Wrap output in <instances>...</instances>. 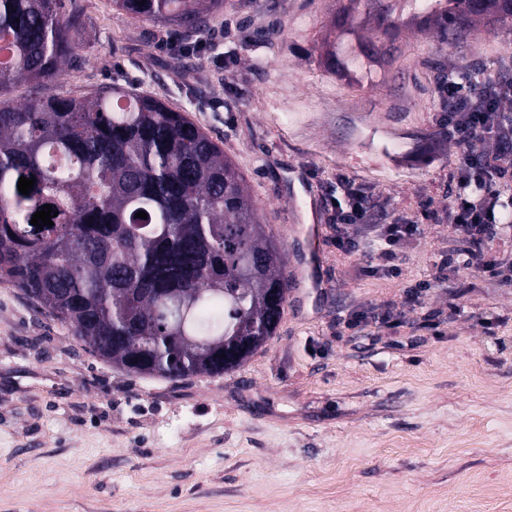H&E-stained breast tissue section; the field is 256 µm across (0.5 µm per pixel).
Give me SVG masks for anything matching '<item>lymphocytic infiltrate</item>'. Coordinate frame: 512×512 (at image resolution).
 I'll return each mask as SVG.
<instances>
[{"mask_svg":"<svg viewBox=\"0 0 512 512\" xmlns=\"http://www.w3.org/2000/svg\"><path fill=\"white\" fill-rule=\"evenodd\" d=\"M436 94L443 133L465 150L450 174L453 186L445 210L459 246L436 264L430 279L406 287L403 306L373 316L351 315L343 322L345 328L371 335L401 325L408 312L422 307L450 266L512 288V252L491 248L492 242L512 237V225L498 218L507 205L499 184L512 181V77L491 75L478 67H452L439 77ZM331 207L338 250L364 256L367 275L401 274L399 249L418 235V225L380 208L365 186L343 174L336 177Z\"/></svg>","mask_w":512,"mask_h":512,"instance_id":"1","label":"lymphocytic infiltrate"}]
</instances>
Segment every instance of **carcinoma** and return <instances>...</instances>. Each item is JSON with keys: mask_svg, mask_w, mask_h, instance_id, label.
Instances as JSON below:
<instances>
[{"mask_svg": "<svg viewBox=\"0 0 512 512\" xmlns=\"http://www.w3.org/2000/svg\"><path fill=\"white\" fill-rule=\"evenodd\" d=\"M177 28L181 57L224 0H112ZM443 40L476 21H512V0H448ZM78 17L64 0H0V283L70 326L94 357L176 382L241 367L274 335L292 287L243 176L204 129L160 100L121 86L66 95L40 87L75 63ZM34 190L18 191L20 177ZM49 204L53 226L30 224ZM144 211L147 218L137 217ZM222 347L244 348L232 361Z\"/></svg>", "mask_w": 512, "mask_h": 512, "instance_id": "cac0c4a2", "label": "carcinoma"}]
</instances>
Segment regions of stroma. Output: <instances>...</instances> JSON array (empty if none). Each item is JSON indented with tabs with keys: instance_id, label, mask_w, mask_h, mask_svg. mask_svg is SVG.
Wrapping results in <instances>:
<instances>
[{
	"instance_id": "35a3bbf8",
	"label": "stroma",
	"mask_w": 512,
	"mask_h": 512,
	"mask_svg": "<svg viewBox=\"0 0 512 512\" xmlns=\"http://www.w3.org/2000/svg\"><path fill=\"white\" fill-rule=\"evenodd\" d=\"M224 0L202 48L115 8L65 0L82 30L45 94L130 87L224 149L286 260L343 173L419 224L400 277L325 238L323 285L291 290L275 335L240 368L177 382L112 368L0 284V512H512V288L459 273L447 324L338 335L400 303L455 246L434 81L448 66L512 74V27L450 44L413 0ZM281 30L279 39L265 32Z\"/></svg>"
}]
</instances>
